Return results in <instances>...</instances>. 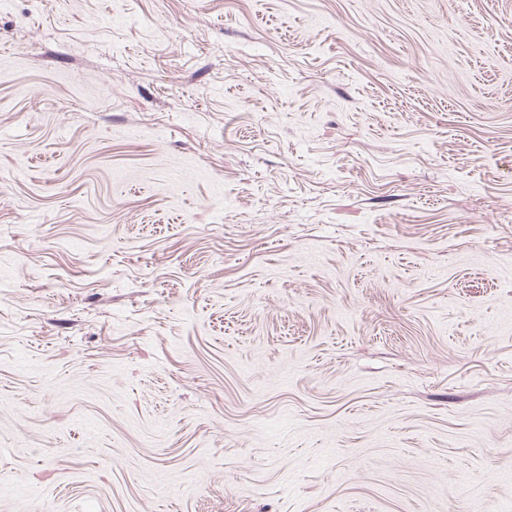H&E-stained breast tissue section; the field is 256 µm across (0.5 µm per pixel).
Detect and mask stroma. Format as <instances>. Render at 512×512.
Instances as JSON below:
<instances>
[{"mask_svg":"<svg viewBox=\"0 0 512 512\" xmlns=\"http://www.w3.org/2000/svg\"><path fill=\"white\" fill-rule=\"evenodd\" d=\"M0 512H512V0H0Z\"/></svg>","mask_w":512,"mask_h":512,"instance_id":"1","label":"stroma"}]
</instances>
